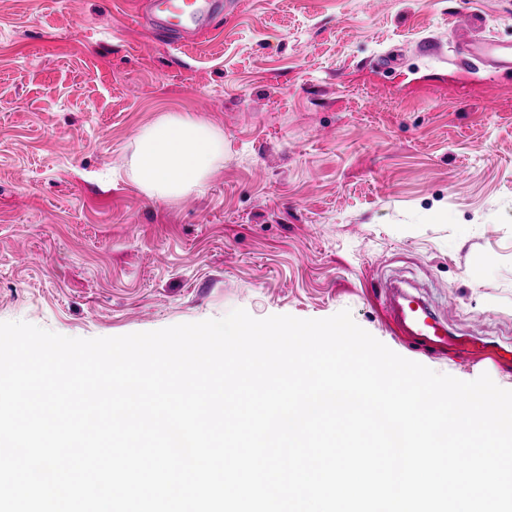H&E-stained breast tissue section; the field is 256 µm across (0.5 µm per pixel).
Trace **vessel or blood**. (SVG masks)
Returning a JSON list of instances; mask_svg holds the SVG:
<instances>
[{
	"label": "vessel or blood",
	"mask_w": 512,
	"mask_h": 512,
	"mask_svg": "<svg viewBox=\"0 0 512 512\" xmlns=\"http://www.w3.org/2000/svg\"><path fill=\"white\" fill-rule=\"evenodd\" d=\"M237 0H147L150 20L160 35L168 39H186L210 34L219 14H233ZM459 52L471 62L493 61L512 70V45L491 40L463 41ZM393 322L401 336L411 344L438 352L448 347L447 320L438 318L424 303H396L391 307ZM501 345L485 342L478 351L458 349L456 355L467 362L506 361Z\"/></svg>",
	"instance_id": "obj_1"
}]
</instances>
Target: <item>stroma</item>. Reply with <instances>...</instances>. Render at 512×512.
<instances>
[{"label":"stroma","instance_id":"1","mask_svg":"<svg viewBox=\"0 0 512 512\" xmlns=\"http://www.w3.org/2000/svg\"><path fill=\"white\" fill-rule=\"evenodd\" d=\"M240 2L174 48L129 0H0V322L97 338L346 309L404 358L512 390L384 312L398 286L452 336L512 347V71L454 40L471 9L512 43V0ZM170 113L224 154L163 200L130 160Z\"/></svg>","mask_w":512,"mask_h":512}]
</instances>
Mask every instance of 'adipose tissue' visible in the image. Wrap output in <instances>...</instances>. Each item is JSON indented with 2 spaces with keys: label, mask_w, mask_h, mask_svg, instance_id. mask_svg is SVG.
<instances>
[{
  "label": "adipose tissue",
  "mask_w": 512,
  "mask_h": 512,
  "mask_svg": "<svg viewBox=\"0 0 512 512\" xmlns=\"http://www.w3.org/2000/svg\"><path fill=\"white\" fill-rule=\"evenodd\" d=\"M223 152V136L206 122L171 113L138 133L132 167L146 193L175 199L200 190Z\"/></svg>",
  "instance_id": "adipose-tissue-1"
}]
</instances>
